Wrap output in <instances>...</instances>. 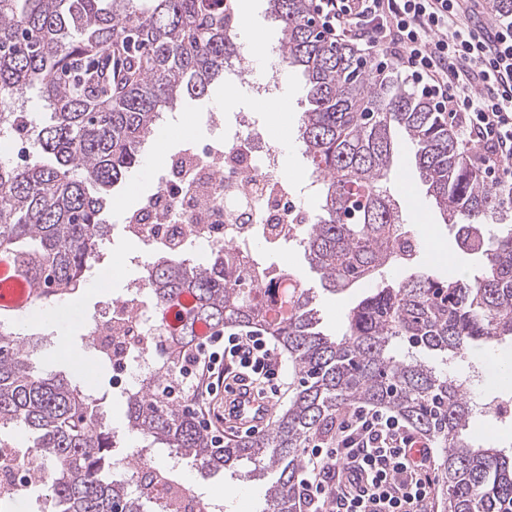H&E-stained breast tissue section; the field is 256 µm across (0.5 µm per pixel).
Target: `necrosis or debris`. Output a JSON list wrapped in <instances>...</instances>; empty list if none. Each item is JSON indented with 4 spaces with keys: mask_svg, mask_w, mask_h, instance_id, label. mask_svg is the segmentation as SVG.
Returning a JSON list of instances; mask_svg holds the SVG:
<instances>
[{
    "mask_svg": "<svg viewBox=\"0 0 512 512\" xmlns=\"http://www.w3.org/2000/svg\"><path fill=\"white\" fill-rule=\"evenodd\" d=\"M224 81L266 97L281 88V71L272 68L255 78L244 61L232 58ZM210 137L191 143L170 157V171L160 189L147 197L137 221L125 225L127 237L141 243L144 255L178 244L192 256L220 244L253 246L262 242L261 225L281 223L284 241H299V225L308 213L299 194L281 177V156L267 141L259 121L249 112L225 119L207 115ZM170 312L147 299L144 277L128 279L121 293L106 302L88 325L95 350L106 352L112 367L115 395L124 399L144 391L159 372V351Z\"/></svg>",
    "mask_w": 512,
    "mask_h": 512,
    "instance_id": "necrosis-or-debris-1",
    "label": "necrosis or debris"
}]
</instances>
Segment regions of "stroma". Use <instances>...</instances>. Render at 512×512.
<instances>
[{"mask_svg":"<svg viewBox=\"0 0 512 512\" xmlns=\"http://www.w3.org/2000/svg\"><path fill=\"white\" fill-rule=\"evenodd\" d=\"M254 4L252 37L254 52L246 56L245 62L257 73H265L271 67L270 47L276 42L278 31L266 13L265 0H252ZM224 82L214 83L208 94L200 99H183L176 107L181 122L164 129L161 140L153 147L145 149L139 166L129 173L126 180L112 190L113 198L124 202L123 211H107L105 219L115 232L106 241L104 258L111 265L120 267L121 281H114L112 273H105L97 285H84L68 302L70 317L68 320H56L58 350L39 357L37 366L40 371L73 374L75 365H82L85 372L95 382L97 393L110 397L111 428L125 434L127 455H135L143 447L142 437L128 427L125 403L113 400L112 369L97 363L84 336L82 323L90 319L102 302L112 299L120 293L126 279L143 275L144 267L135 263L142 253L137 242L124 238L120 227L126 212L135 210L149 195L155 193L164 177L170 155L180 145L190 141H205L210 136L202 117L207 112H250L262 124L270 142L282 155V167L289 171V183L295 188H303L310 174L307 160L297 141L301 99L303 97V79L297 72H289L288 82L282 86L279 97L287 103L288 110L281 115L278 128H270L269 114L265 101L250 95L245 90H236L232 101L224 99ZM389 185L400 204L405 224L414 228L419 236L416 251V263L436 278L445 280L454 277L456 269L467 270L475 265L474 257L464 254L458 247L454 229L444 224L436 213L431 198L427 195L415 167L413 147L407 137H399L396 158L391 169ZM264 258L280 269L298 274L305 287L315 290L323 328L331 335H342L345 329L349 309L369 289L368 283H359L341 292L330 293L322 290L318 275L312 271L303 255L301 247L295 243L264 245L260 248ZM512 351V338L488 345L470 347L460 358L455 369L468 372L473 376L471 394L478 401L496 405L506 401L512 403V386H492L485 378L487 358L497 353ZM476 425L471 434L479 444H493L501 449L512 447V415L498 416L479 413L474 417ZM180 473L183 479L192 484L204 499H217L223 505V512H260L263 503V484L259 481H246L237 477H207L201 475L188 461H180Z\"/></svg>","mask_w":512,"mask_h":512,"instance_id":"obj_1","label":"stroma"}]
</instances>
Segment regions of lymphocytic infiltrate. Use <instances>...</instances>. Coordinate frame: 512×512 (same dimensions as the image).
Listing matches in <instances>:
<instances>
[{
    "instance_id": "f902f5d3",
    "label": "lymphocytic infiltrate",
    "mask_w": 512,
    "mask_h": 512,
    "mask_svg": "<svg viewBox=\"0 0 512 512\" xmlns=\"http://www.w3.org/2000/svg\"><path fill=\"white\" fill-rule=\"evenodd\" d=\"M325 39L354 47L377 71L404 72L420 96L447 114L456 140L477 150L493 187L512 185V20L471 23L469 0H313ZM180 373L200 397L224 381L280 395L281 354L258 330L203 337ZM416 432L397 416L358 407L333 442L309 441L301 478L304 512H425L435 482L430 461L412 460Z\"/></svg>"
}]
</instances>
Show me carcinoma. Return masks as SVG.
<instances>
[{"instance_id":"cac0c4a2","label":"carcinoma","mask_w":512,"mask_h":512,"mask_svg":"<svg viewBox=\"0 0 512 512\" xmlns=\"http://www.w3.org/2000/svg\"><path fill=\"white\" fill-rule=\"evenodd\" d=\"M0 0V104L34 86L48 120L0 112V141L35 129L37 151L22 163L0 158V260L4 289H28L52 306L86 281L108 236L112 188L138 164L158 116L177 100L200 98L240 56L225 11L234 0ZM279 23L278 67L301 71L299 141L320 177L318 212L301 230L304 257L323 289L336 293L386 267L411 266L350 310L340 337L325 333L316 295L292 289L279 314L266 296L288 273L224 245L208 264L161 252L146 266L151 302L185 301L161 372L127 397L129 427L148 448H167L208 475L265 481L263 512H300L301 448L336 431L355 406L384 407L442 448L437 496L446 512H512V458L474 445L476 409L467 381L448 359L475 343L512 337V195L489 186L464 158L439 113L394 77L372 76L356 51L331 45L310 0H267ZM415 146V166L445 224L480 258L476 276L441 281L397 248L406 233L389 186L394 132ZM507 225L499 234L487 226ZM0 307V448L11 433L32 441L28 463L49 469L54 512H151L112 477L116 447L103 398L64 375L40 373V339L19 337ZM259 327L287 352L297 387L264 432L222 448L168 388L199 341L198 327ZM247 464L254 468L246 470Z\"/></svg>"}]
</instances>
